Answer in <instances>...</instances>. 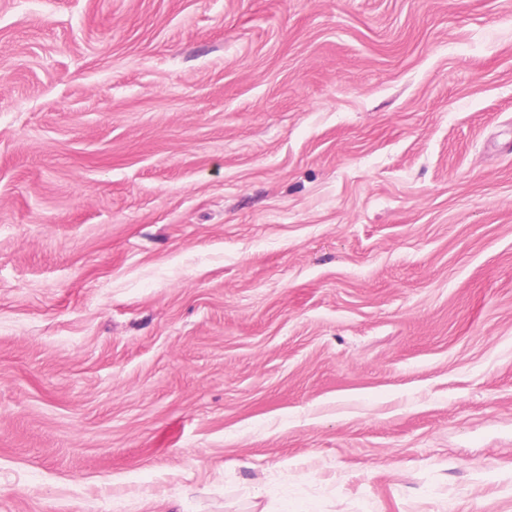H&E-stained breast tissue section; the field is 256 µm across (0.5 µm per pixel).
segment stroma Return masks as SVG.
<instances>
[{"instance_id": "1", "label": "stroma", "mask_w": 512, "mask_h": 512, "mask_svg": "<svg viewBox=\"0 0 512 512\" xmlns=\"http://www.w3.org/2000/svg\"><path fill=\"white\" fill-rule=\"evenodd\" d=\"M512 512V0H0V512Z\"/></svg>"}]
</instances>
